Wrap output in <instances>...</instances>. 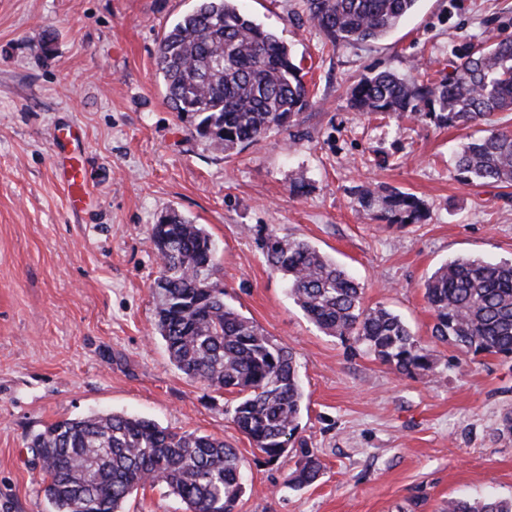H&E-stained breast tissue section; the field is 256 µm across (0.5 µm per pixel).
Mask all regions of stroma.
I'll return each mask as SVG.
<instances>
[{
  "instance_id": "1",
  "label": "stroma",
  "mask_w": 512,
  "mask_h": 512,
  "mask_svg": "<svg viewBox=\"0 0 512 512\" xmlns=\"http://www.w3.org/2000/svg\"><path fill=\"white\" fill-rule=\"evenodd\" d=\"M194 0H0V512H53L27 448L49 423L144 417L236 448V512H441L451 497L512 496V361L433 343L424 283L460 256L512 260V185L459 183L453 158L476 128L350 109L373 69L439 79L455 49L512 38V0H419L386 39L331 44L304 0H239L301 61L311 104L286 130L226 156L168 107L156 65L166 26ZM53 33L52 52L41 38ZM73 123L88 183L80 209L56 174L51 134ZM304 178V194L290 185ZM415 194L423 223L371 218L359 186ZM177 211L201 225L226 303L291 347L305 398L298 440L322 461L285 477L232 421L236 397L184 378L154 331L151 237ZM303 239L433 344L442 380L406 376L323 334L265 262L266 228ZM321 471L322 464L319 458L308 449H304L295 468L287 474L285 484L290 488L312 485L319 479Z\"/></svg>"
}]
</instances>
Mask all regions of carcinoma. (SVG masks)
I'll return each instance as SVG.
<instances>
[{"label":"carcinoma","instance_id":"obj_1","mask_svg":"<svg viewBox=\"0 0 512 512\" xmlns=\"http://www.w3.org/2000/svg\"><path fill=\"white\" fill-rule=\"evenodd\" d=\"M417 0H305L308 19L333 44L380 40L415 8ZM451 74L438 81L372 71L354 84L357 112L423 116L438 126L487 129L457 152L462 183H512V132L493 116L512 112V39L479 40L454 52ZM157 68L166 100L197 135L226 152L285 130L310 105V91L278 36L248 18L237 0H196L163 33ZM365 213L389 224L426 219L422 200L394 190L361 188ZM161 260L151 288L156 331L169 359L186 378L237 395L233 422L269 459L288 453L304 400L292 349L224 301L215 278V246L198 224L175 211L152 226ZM269 267L316 326L355 351L400 374L445 376L434 351L402 318L363 304V288L309 243L274 227L262 239ZM433 312L431 336L473 355L512 359V262L456 258L426 280ZM37 449L44 493L54 512H122L139 488L161 485L188 512H235L245 493L234 448L224 439L176 432L126 414H89L47 425L28 444ZM322 464L304 450L285 479L290 488L315 483ZM443 512H512V498L448 499Z\"/></svg>","mask_w":512,"mask_h":512}]
</instances>
